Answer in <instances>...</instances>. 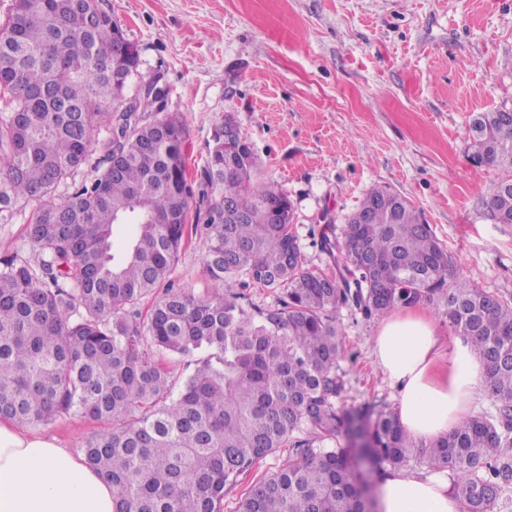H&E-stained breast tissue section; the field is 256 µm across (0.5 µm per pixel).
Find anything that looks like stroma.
I'll use <instances>...</instances> for the list:
<instances>
[{"mask_svg": "<svg viewBox=\"0 0 512 512\" xmlns=\"http://www.w3.org/2000/svg\"><path fill=\"white\" fill-rule=\"evenodd\" d=\"M140 54L139 81L160 79L167 110L186 125L187 174L197 180L213 127L232 114L282 189L290 229L311 270L336 273L312 235L341 231L373 187L421 211L457 271L512 298V224L482 203L494 171L475 166L477 113L512 105V0H101ZM39 207L13 202L0 257L30 260ZM206 244L186 230L170 280L203 294ZM350 404L397 406L371 356L380 317L339 310ZM98 422L62 414L32 427L74 453Z\"/></svg>", "mask_w": 512, "mask_h": 512, "instance_id": "1", "label": "stroma"}]
</instances>
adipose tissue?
<instances>
[{"instance_id": "ef3b65f1", "label": "adipose tissue", "mask_w": 512, "mask_h": 512, "mask_svg": "<svg viewBox=\"0 0 512 512\" xmlns=\"http://www.w3.org/2000/svg\"><path fill=\"white\" fill-rule=\"evenodd\" d=\"M372 355L398 391L399 417L411 439L428 446L474 414L484 366L469 341L440 350L432 319L405 310L387 315ZM380 512H462L447 472L427 478L382 477ZM0 512H113L112 488L56 438L0 419Z\"/></svg>"}]
</instances>
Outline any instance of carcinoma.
I'll return each mask as SVG.
<instances>
[{
	"label": "carcinoma",
	"mask_w": 512,
	"mask_h": 512,
	"mask_svg": "<svg viewBox=\"0 0 512 512\" xmlns=\"http://www.w3.org/2000/svg\"><path fill=\"white\" fill-rule=\"evenodd\" d=\"M135 46L99 0H11L0 22V213L41 206L29 225L34 263L0 258V418L45 425L74 414L107 427L84 442L86 463L112 485L113 512H222L224 497L264 458L237 512H377L359 464L414 460L451 472L466 512H492L512 488V302L460 275L404 197L373 188L342 240L338 275L314 272L290 231L293 206L256 180L245 134L224 148L216 125L201 173L218 188L195 232L214 288L169 283L194 197L176 116L123 111ZM106 124L95 177L57 196L88 162ZM473 163L501 172L483 203L512 224V116L478 113ZM134 234L114 246V228ZM279 293L252 309L244 289ZM162 290L141 321L143 298ZM427 303L471 342L493 411L417 446L382 401L344 402L342 308L384 316ZM184 358L204 351L179 393L143 346Z\"/></svg>",
	"instance_id": "carcinoma-1"
}]
</instances>
